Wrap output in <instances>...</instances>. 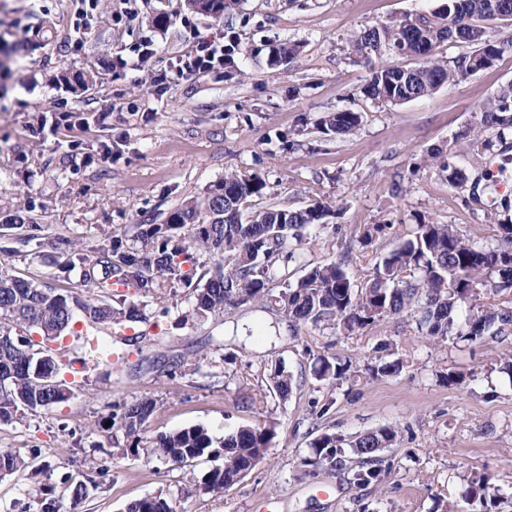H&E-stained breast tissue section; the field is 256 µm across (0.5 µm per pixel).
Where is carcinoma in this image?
<instances>
[{
    "label": "carcinoma",
    "instance_id": "1",
    "mask_svg": "<svg viewBox=\"0 0 512 512\" xmlns=\"http://www.w3.org/2000/svg\"><path fill=\"white\" fill-rule=\"evenodd\" d=\"M240 0H179V8L214 19L230 18ZM498 12L512 14V0H448L446 8L419 14L399 22L382 23L366 29L351 40L360 53L374 44L382 52L404 45L406 56L416 65L403 67L381 61L371 68L363 94L374 101L401 104L428 96L446 83L485 70L512 47L509 41L496 42L486 36V26L498 21ZM463 26L473 50L450 64L436 60L438 45L447 40L448 22ZM482 123L496 130L498 141L512 134V83L502 87L482 106ZM361 123L357 112H328L319 120L323 132L338 136L354 133ZM448 183L461 187L467 182L463 169L453 162H441ZM264 181L253 175L229 172L212 184L200 198H191L172 210L164 224H151L137 240L127 243L117 234L104 235L99 244L86 250L68 243L67 260L59 269L62 278L80 271L82 280L93 285L91 292H66L50 284H35L15 276L0 266V421L13 423L69 399L72 390L59 379L73 361L53 352L50 344L73 331L75 317L87 329H122L126 323L144 320L146 315L135 303L121 299L117 287L133 289L136 296L154 303L159 314L169 312L167 291L172 280L180 281L192 299L189 318L218 317L229 307L265 299L269 284L283 282L274 299L278 312L289 326L340 328L353 333L407 308L420 313L422 334L434 342L466 333L480 339L492 325L512 326V308L490 314H468L464 322L457 311L476 299L484 288L495 292L512 290V224L499 222L500 242L483 247L458 235L449 224L418 223L409 228L407 238L385 255L363 287L355 285L345 261L324 264L303 262L304 231L325 225L331 207L316 201L304 208L269 207L251 213L243 211L261 199ZM298 263L305 274L288 282L289 265ZM40 340H34L33 334ZM384 344L364 365L373 377L392 376L402 369L398 359L387 361L380 353ZM90 358H82V369L112 365V348L96 342ZM350 363L320 361L315 377L336 387L350 375ZM269 387L280 399L293 392V377L281 366L267 375ZM158 408V400L143 396L130 403H118L112 413V426L123 432V439L112 438L111 456L143 455L146 462L163 460L187 466L203 456L220 458L223 463L202 480L184 489V498L198 493L221 494L224 488L243 480L265 457L275 435L274 426L240 427L218 438L204 426L195 425L154 438L144 435L147 420ZM397 431L382 428L353 438L321 433L311 442L314 458L309 465L323 469L346 466L340 458L344 447L356 457L351 469L360 485L379 480L382 459L379 452L393 445ZM41 456L35 449L29 456L0 451V477L17 472L30 475L29 495L37 512H61L63 499L56 487L38 480L47 463L34 464ZM108 468L92 462L83 478L61 473L59 484L69 493L71 503L87 498L98 486L97 478ZM491 476L476 474L465 496L468 512H489L495 495ZM127 512H176L172 501L158 492L130 503Z\"/></svg>",
    "mask_w": 512,
    "mask_h": 512
}]
</instances>
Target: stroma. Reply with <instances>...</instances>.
<instances>
[{
    "label": "stroma",
    "mask_w": 512,
    "mask_h": 512,
    "mask_svg": "<svg viewBox=\"0 0 512 512\" xmlns=\"http://www.w3.org/2000/svg\"><path fill=\"white\" fill-rule=\"evenodd\" d=\"M446 0H242L231 24L181 10L177 0H0V214H19L39 226L44 247L0 252L14 275L84 291L79 272L58 276L67 257L51 241L84 247L103 232L135 239L143 226L165 223L182 201L201 196L231 171L260 176L262 205L291 208L321 200L333 207L327 226L311 228L307 261L348 255L355 282H366L384 254L417 222L450 224L465 239L498 243L489 187L512 183V140L506 155L480 156L476 137L494 129L481 107L512 83V51L492 67L402 104H380L362 89L378 54L350 47L355 32L444 8ZM166 13V25H155ZM234 37V68L169 82L165 72L201 38ZM159 53L127 78H115L112 57L130 56L140 41ZM296 44L298 56L273 62L270 47ZM90 76L87 88L70 86ZM360 113L354 135L317 129L326 112ZM452 153L465 169L462 187L450 186L431 159ZM382 233L369 246L367 227ZM168 316L147 305L133 322L128 353L133 372L99 367L72 382L62 404L20 423H0V450L38 448L53 469L44 475L85 471L106 460L107 476L70 512H125L129 503L164 492L181 512H258L262 500L279 512H463L472 473L492 474L501 498L493 512H512V379L499 370L512 354L511 336L485 335L435 343L423 336L409 310L353 335L304 326L291 334L273 300L231 309L220 318L184 321L185 289L169 300ZM399 373L374 378L359 372L339 388L314 376L318 359L357 365L379 345ZM181 374L169 377L170 365ZM284 365L296 386L288 400L263 389L271 367ZM461 374L447 384L448 372ZM152 396L161 403L146 433L192 425L213 434L242 425H274L265 458L239 483L218 495L183 499L186 486L217 466L202 458L179 468L143 458H107L108 431L96 427L114 404ZM331 401L316 417L313 401ZM392 427L395 446L379 482L360 486L346 469L310 474L305 463L316 433L345 437Z\"/></svg>",
    "instance_id": "obj_1"
}]
</instances>
